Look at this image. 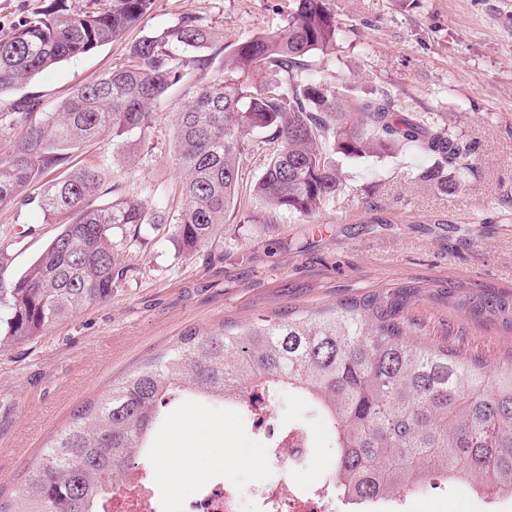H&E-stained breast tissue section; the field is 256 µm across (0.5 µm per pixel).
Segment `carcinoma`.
<instances>
[{
  "instance_id": "1",
  "label": "carcinoma",
  "mask_w": 512,
  "mask_h": 512,
  "mask_svg": "<svg viewBox=\"0 0 512 512\" xmlns=\"http://www.w3.org/2000/svg\"><path fill=\"white\" fill-rule=\"evenodd\" d=\"M67 2L50 0L0 38V94L122 39L155 0H106L87 11ZM288 8L283 28L234 45L187 16L132 44L129 64L79 86L56 111L38 112L27 97L0 113V125L17 131L0 160V207L21 197L60 225L18 277L0 278V347L112 297L124 276L113 238L146 223L148 200L132 193L91 206L107 174L94 165L71 169L70 153L101 138L122 147L134 134L146 139L151 106L174 87L184 86L175 132L182 203L169 221L180 256L212 242L255 155L264 160L256 198L299 216L340 196L338 154L415 147L458 172L469 169L470 144L427 114L398 107L383 92L343 99L327 89L308 58L336 47V17L324 0H288ZM205 49L208 58L200 54ZM219 57L220 76L188 83ZM256 132L265 137L251 139ZM48 171L59 176L39 194L24 195ZM409 295L401 286L317 311L259 317L237 330L182 334L76 410L0 512H97L125 470L150 467L144 450L176 400L248 411L255 389L278 399L297 392L317 406L336 448V494L348 500L397 496L435 477L483 496H512V365L465 364L448 347L418 339L405 316ZM472 312L512 330V295L480 299Z\"/></svg>"
}]
</instances>
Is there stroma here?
I'll return each instance as SVG.
<instances>
[{
    "instance_id": "stroma-1",
    "label": "stroma",
    "mask_w": 512,
    "mask_h": 512,
    "mask_svg": "<svg viewBox=\"0 0 512 512\" xmlns=\"http://www.w3.org/2000/svg\"><path fill=\"white\" fill-rule=\"evenodd\" d=\"M341 22L336 48L312 57L330 89L431 113L474 151L468 171L428 180L436 156L407 148L340 159L343 192L310 216L266 209L249 191L263 171L246 167L237 201L208 247L178 258L167 224L126 229L115 256L124 278L110 299L86 306L41 335L0 348V498L12 499L51 437L113 379L161 353L187 330L211 331L291 309L320 310L354 297L411 285L406 311L420 337L448 346L466 363H512V332L477 321L448 301V288L512 292V0H326ZM288 0H155L124 41L65 60L0 95L33 97L52 112L80 85L128 61V45L193 16L239 42L286 23ZM180 90L154 108L137 159L118 160L112 143L76 150V163L112 173L120 193L136 192L175 211L178 171L173 133ZM60 230L33 204L0 208V238L12 241L0 277L23 272ZM272 421L310 431L313 459L294 476L306 483L330 465L332 439L298 396L283 397ZM189 443L202 449L199 481L229 465L234 480L281 477L250 450L245 418L230 408L180 404L154 437L152 463ZM235 451L225 463L223 451ZM418 512H486L464 487L432 484Z\"/></svg>"
}]
</instances>
